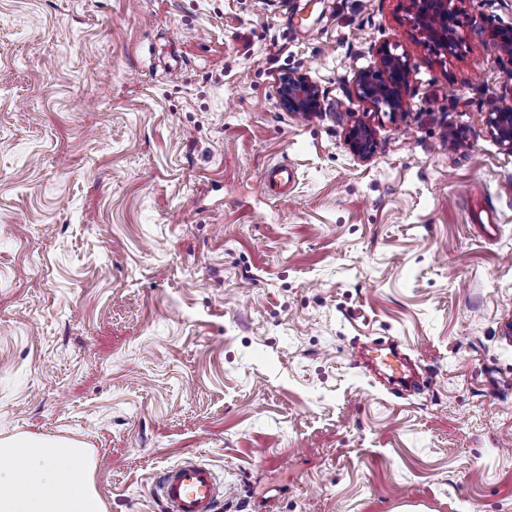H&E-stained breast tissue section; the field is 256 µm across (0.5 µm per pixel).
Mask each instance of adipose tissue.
Masks as SVG:
<instances>
[{
  "label": "adipose tissue",
  "instance_id": "1",
  "mask_svg": "<svg viewBox=\"0 0 512 512\" xmlns=\"http://www.w3.org/2000/svg\"><path fill=\"white\" fill-rule=\"evenodd\" d=\"M62 460L69 464L64 472ZM94 467L87 450L72 441L0 439V512H103Z\"/></svg>",
  "mask_w": 512,
  "mask_h": 512
}]
</instances>
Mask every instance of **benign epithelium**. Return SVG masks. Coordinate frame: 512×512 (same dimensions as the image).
I'll use <instances>...</instances> for the list:
<instances>
[{"label": "benign epithelium", "mask_w": 512, "mask_h": 512, "mask_svg": "<svg viewBox=\"0 0 512 512\" xmlns=\"http://www.w3.org/2000/svg\"><path fill=\"white\" fill-rule=\"evenodd\" d=\"M463 0H412L415 26L424 42L444 54L457 43L458 4ZM501 52L512 63V29L492 32ZM411 72L403 57L382 50L379 66L374 71L359 72L356 95L377 110L397 113L405 111L404 91ZM278 96L281 107L295 115L309 116L321 111L318 86L305 73L290 71L280 78ZM487 124L498 142L512 152V106L495 107L488 112ZM347 143L353 155L365 160L374 153L375 129L363 120L348 129Z\"/></svg>", "instance_id": "obj_1"}]
</instances>
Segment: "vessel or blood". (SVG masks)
I'll return each mask as SVG.
<instances>
[{
	"instance_id": "b4317fda",
	"label": "vessel or blood",
	"mask_w": 512,
	"mask_h": 512,
	"mask_svg": "<svg viewBox=\"0 0 512 512\" xmlns=\"http://www.w3.org/2000/svg\"><path fill=\"white\" fill-rule=\"evenodd\" d=\"M371 362L388 371L393 383L413 386L414 378L406 370L405 359L397 347H388L387 351L372 357ZM154 493L165 512H222L224 507V488L214 470L192 458L161 472Z\"/></svg>"
}]
</instances>
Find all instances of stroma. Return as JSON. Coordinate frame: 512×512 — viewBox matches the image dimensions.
I'll return each instance as SVG.
<instances>
[{"label": "stroma", "instance_id": "stroma-1", "mask_svg": "<svg viewBox=\"0 0 512 512\" xmlns=\"http://www.w3.org/2000/svg\"><path fill=\"white\" fill-rule=\"evenodd\" d=\"M507 27L465 0L444 56L411 0H0V439L88 448L106 512L191 455L227 512H512ZM385 47L401 114L356 97ZM383 340L430 387L353 365ZM281 107L295 115L309 116L321 111L318 86L305 73L289 71L280 78ZM486 122L498 142L512 152V106L492 108ZM347 143L353 155L369 159L375 150L376 131L365 121L357 120L348 129Z\"/></svg>", "mask_w": 512, "mask_h": 512}]
</instances>
